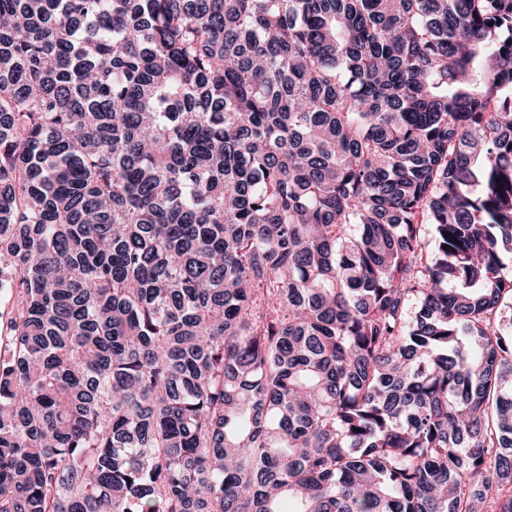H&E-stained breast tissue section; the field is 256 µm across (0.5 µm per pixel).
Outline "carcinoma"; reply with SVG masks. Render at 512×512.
I'll return each mask as SVG.
<instances>
[{
    "label": "carcinoma",
    "instance_id": "cac0c4a2",
    "mask_svg": "<svg viewBox=\"0 0 512 512\" xmlns=\"http://www.w3.org/2000/svg\"><path fill=\"white\" fill-rule=\"evenodd\" d=\"M504 251L512 0H0V512H512Z\"/></svg>",
    "mask_w": 512,
    "mask_h": 512
}]
</instances>
